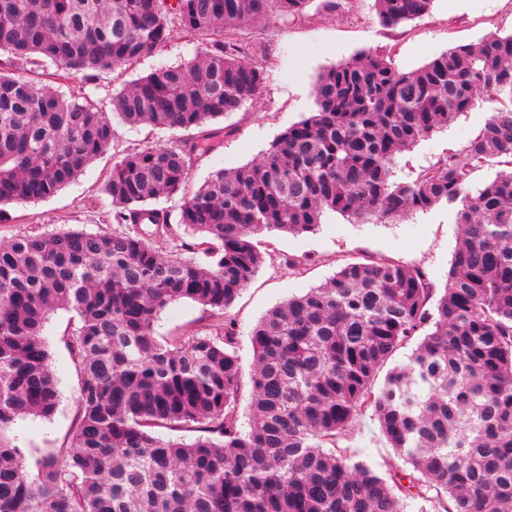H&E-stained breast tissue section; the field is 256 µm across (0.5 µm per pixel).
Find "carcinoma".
<instances>
[{
  "label": "carcinoma",
  "mask_w": 512,
  "mask_h": 512,
  "mask_svg": "<svg viewBox=\"0 0 512 512\" xmlns=\"http://www.w3.org/2000/svg\"><path fill=\"white\" fill-rule=\"evenodd\" d=\"M311 2L0 0V214L75 179L109 148L114 115L195 131L117 156L103 185L112 229L0 244V512H404L408 499L436 512H512V172L465 193L488 159H512V34L408 72L376 53L333 66L316 80L309 117L259 159L185 193L193 161L221 143L211 124L266 79L237 31L294 20ZM432 3L375 0L388 27ZM177 34L205 40L195 58L106 106L43 79L96 82ZM480 96L502 106L461 152L393 180L400 154ZM437 205L460 226L439 299L422 267L348 263L257 322L244 375L228 309L265 263L254 234L313 232L327 210L365 222ZM183 299L223 326L160 335V313ZM57 309L78 317L65 344L79 413L70 448L27 457L13 426L51 417L60 401L43 337ZM422 331L409 362L376 383ZM369 409L411 473L385 478L340 446ZM194 426L202 435L190 443L157 433Z\"/></svg>",
  "instance_id": "obj_1"
}]
</instances>
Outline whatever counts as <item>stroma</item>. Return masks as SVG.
I'll list each match as a JSON object with an SVG mask.
<instances>
[{
	"instance_id": "obj_1",
	"label": "stroma",
	"mask_w": 512,
	"mask_h": 512,
	"mask_svg": "<svg viewBox=\"0 0 512 512\" xmlns=\"http://www.w3.org/2000/svg\"><path fill=\"white\" fill-rule=\"evenodd\" d=\"M512 33V0H434L430 12L394 28L382 26L374 0H311L305 17L278 21L266 32L241 30L248 42H259L253 63L267 78L257 97L225 115L218 151L202 156L191 169L187 192H195L212 171L246 164L265 153L289 126L315 111L314 85L324 69L351 61L364 52L387 56L402 71L418 68L450 48L476 44L493 35ZM200 44L174 37L156 53L115 69L104 80L87 83L76 76L58 82L66 95L85 93L100 101L147 76L159 65H179L192 59ZM494 101L480 98L468 112L438 129L400 155L395 169L399 181L418 174L448 154L460 151L485 122ZM113 142L71 183L45 200L6 206L0 217V240L17 234L59 228L89 232L112 227V208L101 188L115 156L149 145H166L183 138L180 130L114 122ZM460 228L447 207L437 206L382 222L352 224L335 212H325L317 231L300 235L263 232L253 238L266 262L229 309L241 331L238 354L251 367L248 334L259 319L288 298L323 284L346 263L370 255L425 268L437 287H444L458 245ZM76 322L73 312L54 311L46 324L52 366L62 397L48 419L29 417L14 427L26 450L69 447L73 421L80 405V374L63 342ZM219 319L189 300L172 304L160 318L163 333L192 334ZM347 442L358 448L381 474L398 473L406 464L391 448L373 412H366L349 429Z\"/></svg>"
}]
</instances>
